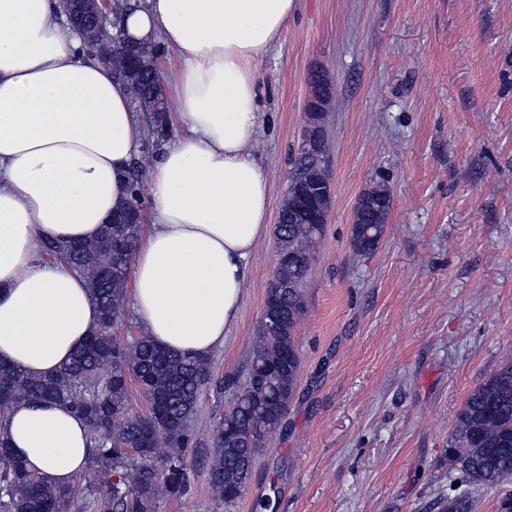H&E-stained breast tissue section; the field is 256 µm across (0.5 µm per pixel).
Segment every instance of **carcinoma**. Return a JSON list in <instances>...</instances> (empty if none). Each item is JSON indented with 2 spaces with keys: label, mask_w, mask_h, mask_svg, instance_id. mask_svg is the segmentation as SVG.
<instances>
[{
  "label": "carcinoma",
  "mask_w": 512,
  "mask_h": 512,
  "mask_svg": "<svg viewBox=\"0 0 512 512\" xmlns=\"http://www.w3.org/2000/svg\"><path fill=\"white\" fill-rule=\"evenodd\" d=\"M126 82L137 90L133 107L145 113V149L156 150L169 135L165 103L153 99L147 73ZM329 163L324 139L314 154L299 149L288 183L306 187L326 182ZM290 199L289 190L276 224L281 264L264 306L266 312L280 308V317L263 316L246 382L210 433L209 485L214 499L226 504L243 496L260 448L279 428L298 387L294 329L304 311L302 285L324 225L299 217ZM125 208L144 211L142 166L136 157L129 167ZM390 208L384 183L360 197L352 228L356 251L377 249ZM143 230L141 224H106L98 239L73 256L64 241L42 242V255L66 262L85 279L101 319L70 362L51 376L25 374L0 363V426L8 411L25 401L47 399L70 406L88 425L93 477L81 489L49 484L12 455L0 434V512H155L159 499L185 492V454L197 444L191 419L203 391L211 386L223 390L224 379L213 377L208 357L163 350L144 333L127 342L114 335L126 316L129 266ZM134 385L147 398L164 399L165 409L131 413ZM161 442L167 453L158 465L154 456ZM455 473L472 487L503 490L495 508L512 512V357H505L469 393L457 415L448 450V474ZM436 505L438 512H474L475 507L466 494L443 496Z\"/></svg>",
  "instance_id": "1"
}]
</instances>
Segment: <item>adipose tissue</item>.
<instances>
[{
    "label": "adipose tissue",
    "mask_w": 512,
    "mask_h": 512,
    "mask_svg": "<svg viewBox=\"0 0 512 512\" xmlns=\"http://www.w3.org/2000/svg\"><path fill=\"white\" fill-rule=\"evenodd\" d=\"M296 0H139L136 40L167 49L174 137L149 179L150 230L129 295L162 348L207 356L237 321L249 261L268 233L271 185L254 157L263 121L257 61ZM145 126L111 70L66 24L60 0H0V360L47 375L100 313L82 278L40 243L96 238L127 197ZM7 440L46 481L70 485L90 461L83 419L51 401L14 407Z\"/></svg>",
    "instance_id": "1"
}]
</instances>
